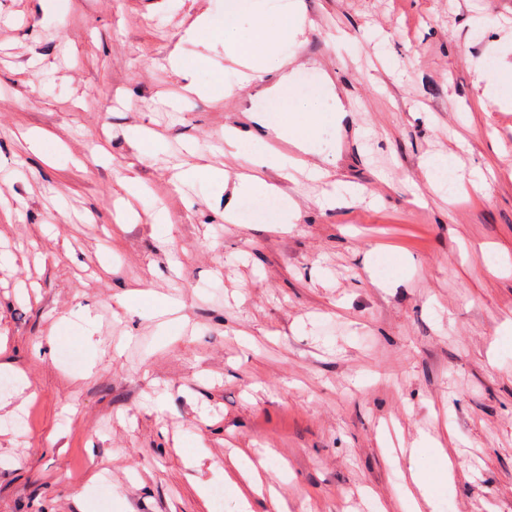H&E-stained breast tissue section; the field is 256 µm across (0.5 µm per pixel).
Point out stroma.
<instances>
[{"label":"stroma","mask_w":512,"mask_h":512,"mask_svg":"<svg viewBox=\"0 0 512 512\" xmlns=\"http://www.w3.org/2000/svg\"><path fill=\"white\" fill-rule=\"evenodd\" d=\"M231 2L0 0V512H239L248 460L255 512H405L417 478L512 512V0H253L311 19L291 97L350 107L322 181L264 170L286 230L224 221L288 117L224 92Z\"/></svg>","instance_id":"obj_1"}]
</instances>
